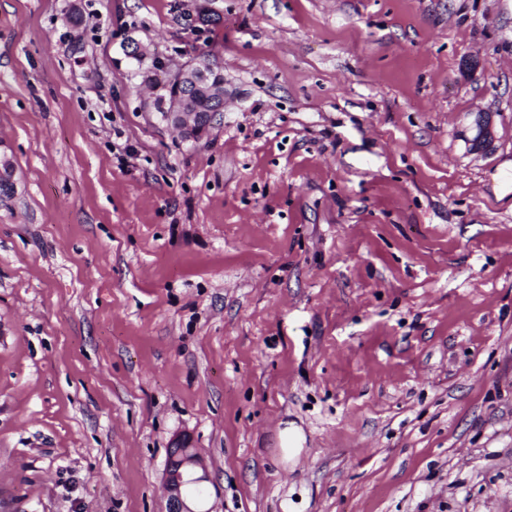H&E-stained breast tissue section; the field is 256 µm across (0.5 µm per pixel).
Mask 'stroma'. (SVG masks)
Listing matches in <instances>:
<instances>
[{
	"mask_svg": "<svg viewBox=\"0 0 512 512\" xmlns=\"http://www.w3.org/2000/svg\"><path fill=\"white\" fill-rule=\"evenodd\" d=\"M1 154L0 512H512V0H0ZM208 75L203 66L192 63L178 67H168L167 83L178 82L186 85L193 84L199 86L207 82ZM185 93L195 95L197 112H193L189 99H176L169 103L170 112H166L167 117L165 121L177 130L185 141L197 142L203 139L217 125L216 120L222 114L221 112H223V105L225 107L226 90H224V83L211 88V93L217 95L222 100L220 112H213L219 103H214L213 99L203 93L193 92L185 87L171 84L165 90L164 96L169 98ZM202 112H206L207 115H203ZM475 135L469 139V145L472 150H485L489 148L494 141V131L491 123L482 115H478L475 120ZM280 451L284 459L291 460L298 457L303 451L304 437L294 427H284L278 433ZM196 468L202 470L197 475ZM208 475L196 448L186 438L177 440L170 450L164 469L163 484L167 495V512H201L188 504L185 487L189 482L206 483Z\"/></svg>",
	"mask_w": 512,
	"mask_h": 512,
	"instance_id": "35a3bbf8",
	"label": "stroma"
}]
</instances>
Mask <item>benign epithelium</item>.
<instances>
[{
	"instance_id": "obj_1",
	"label": "benign epithelium",
	"mask_w": 512,
	"mask_h": 512,
	"mask_svg": "<svg viewBox=\"0 0 512 512\" xmlns=\"http://www.w3.org/2000/svg\"><path fill=\"white\" fill-rule=\"evenodd\" d=\"M208 75L203 66L192 63L167 69V82H178L198 86L207 82ZM166 123L177 130L182 139L197 142L215 128L218 112L202 114L192 110L191 101L176 99L169 103ZM475 135L469 140L473 150H485L494 141L491 123L480 115L475 120ZM206 483L202 458L197 449L191 447L186 438L177 440L170 450L164 469L163 484L167 495V512H196L188 504L185 487L188 483Z\"/></svg>"
}]
</instances>
